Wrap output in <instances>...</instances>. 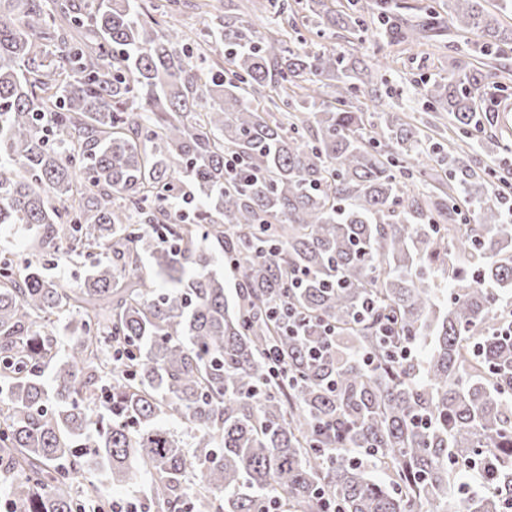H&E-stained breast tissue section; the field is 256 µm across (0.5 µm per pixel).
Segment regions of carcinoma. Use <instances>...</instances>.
Returning <instances> with one entry per match:
<instances>
[{"label": "carcinoma", "instance_id": "1", "mask_svg": "<svg viewBox=\"0 0 512 512\" xmlns=\"http://www.w3.org/2000/svg\"><path fill=\"white\" fill-rule=\"evenodd\" d=\"M448 2L486 51L512 43L509 0ZM368 8L396 42L441 24ZM304 9L368 31L325 0ZM364 77L281 25L219 16L192 38L138 0H0V227L89 261L66 288L0 249V472L18 512H80L70 488L94 465L119 485L156 475L155 512H323L322 494L337 512H448L465 477L485 492L458 512H512V224L496 173L390 112L366 121L347 105ZM487 77L460 70L424 96L479 140ZM62 315L79 323L63 350Z\"/></svg>", "mask_w": 512, "mask_h": 512}]
</instances>
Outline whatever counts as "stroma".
<instances>
[{
  "instance_id": "stroma-1",
  "label": "stroma",
  "mask_w": 512,
  "mask_h": 512,
  "mask_svg": "<svg viewBox=\"0 0 512 512\" xmlns=\"http://www.w3.org/2000/svg\"><path fill=\"white\" fill-rule=\"evenodd\" d=\"M279 22L294 23L313 48L330 49L353 61L377 59L386 63L388 84L379 90L382 105H375L364 92L353 101L370 121L385 111L402 118L430 121L431 112L423 96L427 82L448 76L461 67L491 72L493 79L481 109L492 114L494 122L487 129V139L473 150L472 156L478 166L491 167L498 174L512 178V45L505 46L497 55L483 56L475 51L479 34H459L451 27L437 39L419 44L392 42L368 33L358 38L342 29L321 34L315 18L308 16L297 2L288 15L280 16ZM90 477L109 499L144 503L151 500L154 483L151 473H140L133 482L122 486L113 485L101 470L91 471Z\"/></svg>"
}]
</instances>
